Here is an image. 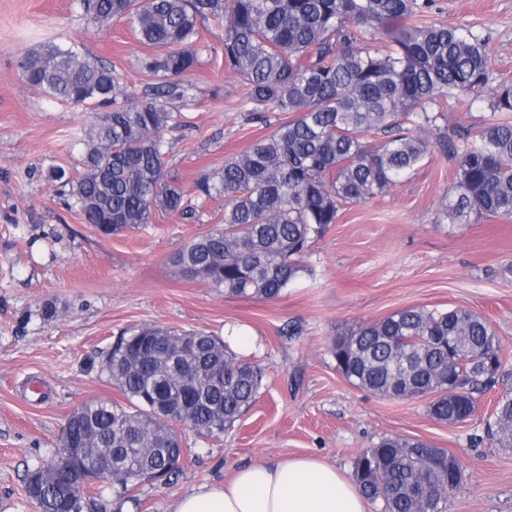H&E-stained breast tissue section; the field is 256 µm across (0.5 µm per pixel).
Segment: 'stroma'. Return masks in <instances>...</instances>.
<instances>
[{
  "instance_id": "35a3bbf8",
  "label": "stroma",
  "mask_w": 512,
  "mask_h": 512,
  "mask_svg": "<svg viewBox=\"0 0 512 512\" xmlns=\"http://www.w3.org/2000/svg\"><path fill=\"white\" fill-rule=\"evenodd\" d=\"M413 20L485 35L494 79L512 80V0H424ZM201 34L208 50L182 78L188 96L169 106L184 125L164 134L165 178L188 190L289 119L271 110L251 120L242 81L224 69L223 26L206 22ZM48 40L112 65L138 96L151 81L141 61L154 53L126 22L95 29L81 0H0V512H34L26 474L53 456L76 409L122 401L101 362L121 333L145 325L233 337L237 356L263 368L262 386L223 435L182 428L188 453L170 480L130 494L96 488L87 512H171L192 488L259 461L313 457L350 472L387 436L457 457L462 483L445 512H512V448L485 433L504 385L477 394L476 413L449 425L431 417L428 399L351 385L330 351L337 333L400 309L463 307L491 323L512 374V217L450 223L442 203L455 166L437 152L383 194L345 206L307 249V273L279 298L225 297L173 262L188 241L216 229L223 197L210 199L200 220L158 214L111 237L56 197L45 175L73 167L92 117L26 83L22 55ZM487 106L482 93L448 96L445 123L478 125ZM49 302L58 307L51 321L42 317ZM32 376L41 394L28 390Z\"/></svg>"
}]
</instances>
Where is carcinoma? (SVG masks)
<instances>
[{"label": "carcinoma", "mask_w": 512, "mask_h": 512, "mask_svg": "<svg viewBox=\"0 0 512 512\" xmlns=\"http://www.w3.org/2000/svg\"><path fill=\"white\" fill-rule=\"evenodd\" d=\"M89 23L108 30L126 20L141 43L160 50L143 68L162 74L138 98L103 60L49 41L20 68L28 85L84 105L96 120L75 170L46 179L64 203L105 236L151 222L153 214L200 216L224 196V227L187 242L182 270L226 297L275 299L307 271L311 240L337 222L342 206L385 192L439 150L455 164L445 211L452 224L512 216V83L491 81L488 42L470 29L410 22L416 0H82ZM224 25V70L243 82L255 118L273 108L296 114L193 191L165 179L166 104L185 97L177 77L199 62L200 25ZM487 94L489 118L431 140L449 93ZM376 131L384 140L367 144ZM337 370L352 385L391 399L434 396L432 417L475 413L473 393L494 387L502 349L490 324L465 309L410 307L334 338ZM128 401H95L68 419L55 457L31 496L39 512H84L94 484H140L146 464L172 475L160 452L167 431L157 402L201 433L231 429L250 407L263 369L239 359L204 330L142 326L119 336L102 363ZM489 439L512 447V390L486 423ZM75 448L66 488L50 478L55 458ZM450 453L426 441L384 437L355 463L362 493L384 512H443L462 475Z\"/></svg>", "instance_id": "1"}]
</instances>
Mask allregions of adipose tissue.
Returning a JSON list of instances; mask_svg holds the SVG:
<instances>
[{
  "instance_id": "obj_1",
  "label": "adipose tissue",
  "mask_w": 512,
  "mask_h": 512,
  "mask_svg": "<svg viewBox=\"0 0 512 512\" xmlns=\"http://www.w3.org/2000/svg\"><path fill=\"white\" fill-rule=\"evenodd\" d=\"M173 512H367V504L336 465L299 458L241 467L224 483L182 495Z\"/></svg>"
}]
</instances>
